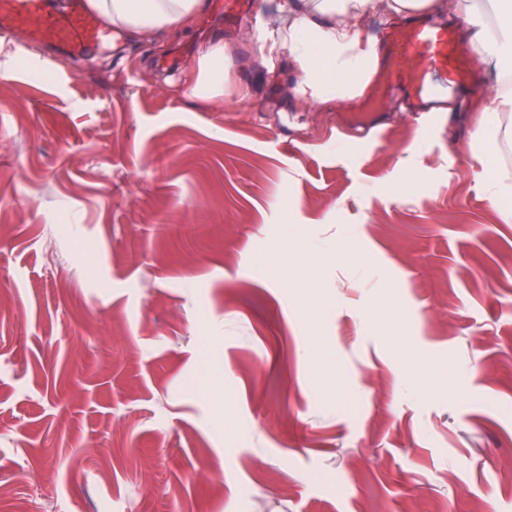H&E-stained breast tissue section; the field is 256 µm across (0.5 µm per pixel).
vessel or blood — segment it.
Here are the masks:
<instances>
[{"instance_id":"obj_1","label":"vessel or blood","mask_w":512,"mask_h":512,"mask_svg":"<svg viewBox=\"0 0 512 512\" xmlns=\"http://www.w3.org/2000/svg\"><path fill=\"white\" fill-rule=\"evenodd\" d=\"M17 28L25 31L29 46L59 44L80 55L102 38L107 23L77 5L57 12L48 0H0V38ZM388 49L397 66L389 77L373 82L374 98L385 97L396 81L411 88L418 101L431 102L442 97L449 84L469 76L459 29L422 21L395 31Z\"/></svg>"}]
</instances>
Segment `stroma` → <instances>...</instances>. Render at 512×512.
I'll use <instances>...</instances> for the list:
<instances>
[{
	"label": "stroma",
	"instance_id": "35a3bbf8",
	"mask_svg": "<svg viewBox=\"0 0 512 512\" xmlns=\"http://www.w3.org/2000/svg\"><path fill=\"white\" fill-rule=\"evenodd\" d=\"M278 3L0 78V512H512V223L485 191L512 138L472 149L496 77L471 62L430 117L371 98L413 20L376 8L375 66L304 101ZM217 40L200 104L180 88ZM284 223L323 254L306 295L255 256ZM348 232L354 266L327 256ZM224 42L208 43L198 56L197 75L185 96L203 104H217L224 98Z\"/></svg>",
	"mask_w": 512,
	"mask_h": 512
}]
</instances>
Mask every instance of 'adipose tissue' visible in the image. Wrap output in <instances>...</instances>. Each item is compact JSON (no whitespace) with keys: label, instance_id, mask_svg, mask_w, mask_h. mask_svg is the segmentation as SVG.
I'll list each match as a JSON object with an SVG mask.
<instances>
[{"label":"adipose tissue","instance_id":"ef3b65f1","mask_svg":"<svg viewBox=\"0 0 512 512\" xmlns=\"http://www.w3.org/2000/svg\"><path fill=\"white\" fill-rule=\"evenodd\" d=\"M434 0H283L281 8L291 22L281 40L298 67L295 91L319 101L338 99L363 73L371 51L358 47V35L349 23L351 14L379 5L388 13L403 14L432 9ZM474 0H452L454 11L473 28L472 48L479 61L496 75L512 72V0H498L494 24L478 20ZM90 7L128 37L139 38L178 29L203 9V0H89ZM223 43L204 46L198 56L197 75L186 89L188 98L212 105L224 97ZM512 115V89L496 88L480 124L479 151L495 149Z\"/></svg>","mask_w":512,"mask_h":512}]
</instances>
